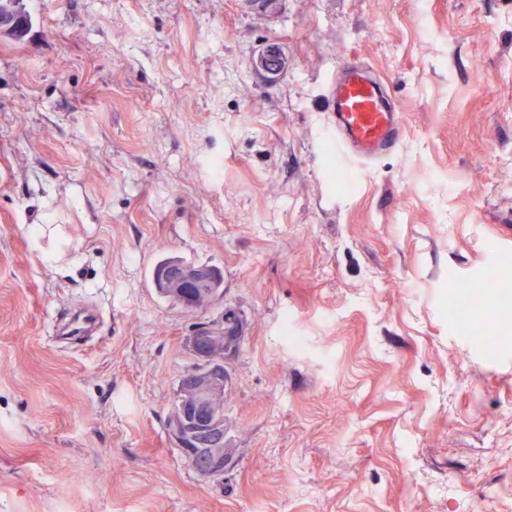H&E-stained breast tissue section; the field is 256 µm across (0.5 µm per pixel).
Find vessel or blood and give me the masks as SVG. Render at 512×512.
<instances>
[{
	"mask_svg": "<svg viewBox=\"0 0 512 512\" xmlns=\"http://www.w3.org/2000/svg\"><path fill=\"white\" fill-rule=\"evenodd\" d=\"M339 72L338 81L326 94L328 134L339 158L368 165L397 146L402 115L366 66L346 62ZM99 322L94 308L74 307L59 324L57 337L64 342L87 338L96 332Z\"/></svg>",
	"mask_w": 512,
	"mask_h": 512,
	"instance_id": "vessel-or-blood-1",
	"label": "vessel or blood"
}]
</instances>
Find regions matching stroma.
I'll list each match as a JSON object with an SVG mask.
<instances>
[{
  "label": "stroma",
  "mask_w": 512,
  "mask_h": 512,
  "mask_svg": "<svg viewBox=\"0 0 512 512\" xmlns=\"http://www.w3.org/2000/svg\"><path fill=\"white\" fill-rule=\"evenodd\" d=\"M24 7L0 40V512H512V325L451 294L512 297V0ZM349 58L403 120L365 171L322 140ZM169 255L223 300L161 297ZM81 304L98 333L60 342ZM228 309L210 483L168 418Z\"/></svg>",
  "instance_id": "1"
}]
</instances>
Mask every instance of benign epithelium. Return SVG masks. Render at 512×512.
Returning <instances> with one entry per match:
<instances>
[{
	"label": "benign epithelium",
	"mask_w": 512,
	"mask_h": 512,
	"mask_svg": "<svg viewBox=\"0 0 512 512\" xmlns=\"http://www.w3.org/2000/svg\"><path fill=\"white\" fill-rule=\"evenodd\" d=\"M211 267L173 263L159 273L155 287L168 294L184 296L190 289L205 291L210 282ZM225 317L217 318L197 330L191 337V348L197 360L195 366L180 378L178 406L171 423L177 446L193 438L198 451L208 457V464L196 473L208 482H220L233 456V449L224 447V345L230 337L224 335Z\"/></svg>",
	"instance_id": "obj_1"
}]
</instances>
